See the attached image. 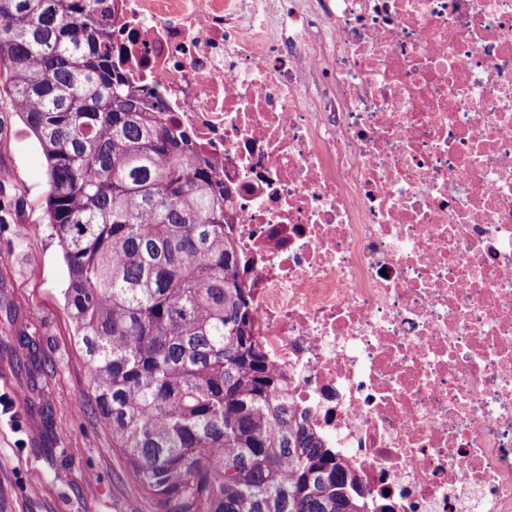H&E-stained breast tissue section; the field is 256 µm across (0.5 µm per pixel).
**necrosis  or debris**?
I'll use <instances>...</instances> for the list:
<instances>
[{"instance_id":"necrosis-or-debris-1","label":"necrosis or debris","mask_w":512,"mask_h":512,"mask_svg":"<svg viewBox=\"0 0 512 512\" xmlns=\"http://www.w3.org/2000/svg\"><path fill=\"white\" fill-rule=\"evenodd\" d=\"M89 2L368 512H512V0Z\"/></svg>"}]
</instances>
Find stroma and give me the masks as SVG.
<instances>
[{
	"mask_svg": "<svg viewBox=\"0 0 512 512\" xmlns=\"http://www.w3.org/2000/svg\"><path fill=\"white\" fill-rule=\"evenodd\" d=\"M0 512H155L99 423L64 305L67 269L45 219V159L0 97ZM38 338L44 389L30 390Z\"/></svg>",
	"mask_w": 512,
	"mask_h": 512,
	"instance_id": "obj_1",
	"label": "stroma"
}]
</instances>
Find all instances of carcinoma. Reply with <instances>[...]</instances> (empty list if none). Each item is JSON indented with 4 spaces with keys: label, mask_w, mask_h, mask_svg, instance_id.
<instances>
[{
    "label": "carcinoma",
    "mask_w": 512,
    "mask_h": 512,
    "mask_svg": "<svg viewBox=\"0 0 512 512\" xmlns=\"http://www.w3.org/2000/svg\"><path fill=\"white\" fill-rule=\"evenodd\" d=\"M0 67L46 161L98 420L156 512H367L254 336L227 190L114 69L110 30L84 0H0Z\"/></svg>",
    "instance_id": "1"
}]
</instances>
